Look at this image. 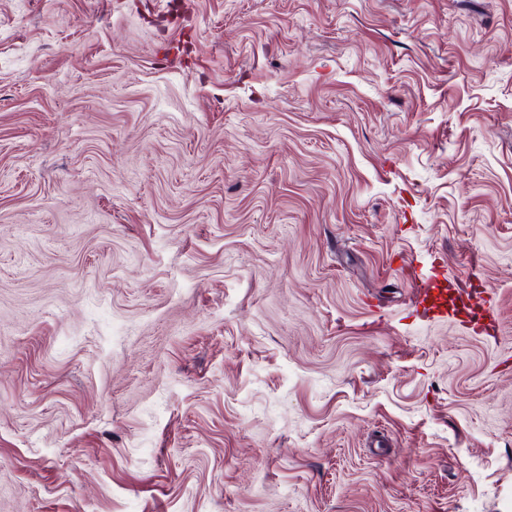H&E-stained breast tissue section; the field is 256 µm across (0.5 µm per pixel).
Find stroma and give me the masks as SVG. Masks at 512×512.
<instances>
[{
  "mask_svg": "<svg viewBox=\"0 0 512 512\" xmlns=\"http://www.w3.org/2000/svg\"><path fill=\"white\" fill-rule=\"evenodd\" d=\"M169 10L0 0V512H512V0ZM434 287L430 282L414 286L419 297V303L423 305V308L427 311H437L436 314L439 316V313L443 312L444 306L448 302L446 297L447 289Z\"/></svg>",
  "mask_w": 512,
  "mask_h": 512,
  "instance_id": "1",
  "label": "stroma"
}]
</instances>
